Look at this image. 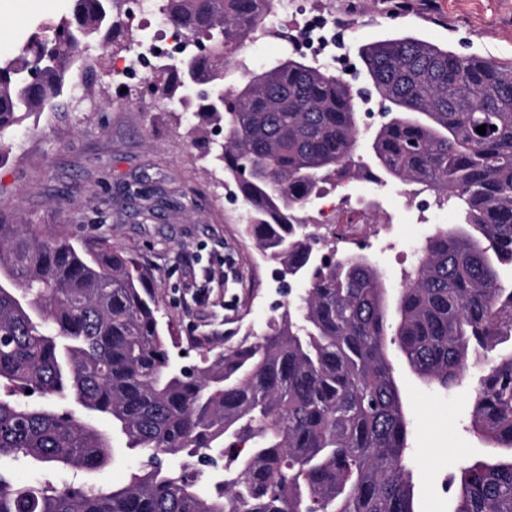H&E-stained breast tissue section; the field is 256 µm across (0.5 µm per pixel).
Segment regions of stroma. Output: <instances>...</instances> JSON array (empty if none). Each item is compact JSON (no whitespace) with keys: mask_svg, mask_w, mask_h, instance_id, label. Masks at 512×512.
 Instances as JSON below:
<instances>
[{"mask_svg":"<svg viewBox=\"0 0 512 512\" xmlns=\"http://www.w3.org/2000/svg\"><path fill=\"white\" fill-rule=\"evenodd\" d=\"M300 6L286 15L274 5L269 20L295 35L304 14L322 17L336 35V56L315 49L306 56L358 89L357 47L394 34L512 63V0H300ZM290 51V44L265 38L225 68V87L240 82L242 64L259 70ZM108 67L101 46L85 49L55 110L31 116L16 132L10 159L0 166V219L49 224L78 243L104 236L114 250L136 257L174 326L171 361L192 365L199 360L197 340L209 338L212 353H219L259 332L288 296L272 288L273 264L244 234L245 206L227 199L224 173L207 154L211 119L176 101L146 96L130 104ZM140 186L157 202L153 218L141 212ZM346 191L394 226L370 237L366 250L392 292L401 286L399 251L454 221L447 214L418 223L396 184L354 181ZM389 358L409 421L416 512H449L447 478L493 453L472 428V381L445 393L426 386L397 348Z\"/></svg>","mask_w":512,"mask_h":512,"instance_id":"35a3bbf8","label":"stroma"}]
</instances>
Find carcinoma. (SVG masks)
<instances>
[{
  "mask_svg": "<svg viewBox=\"0 0 512 512\" xmlns=\"http://www.w3.org/2000/svg\"><path fill=\"white\" fill-rule=\"evenodd\" d=\"M122 0H70L28 25L0 56V165L35 112L55 108L82 49L110 32ZM272 0H154L200 44L172 99L212 90L198 112L224 127L209 150L246 205V233L300 291L288 312L188 371L167 352L172 326L131 255L101 238L0 221V512H416L408 422L387 356L450 390L471 367L473 427L493 448L451 478L452 512H512V65L459 56L412 36L360 47L373 92L395 115L376 133L374 165L433 195L462 226L430 237L403 279L397 317L379 269L307 232L330 179L357 180L351 87L288 57L224 90V66L264 23ZM58 38L52 53L42 38ZM486 126L481 135L476 128ZM329 254L323 263L316 251ZM31 393H25V390ZM112 421L98 430L81 411ZM147 460L121 486L68 483L114 460V439ZM218 461L208 476L194 463ZM24 459L30 477L8 462Z\"/></svg>",
  "mask_w": 512,
  "mask_h": 512,
  "instance_id": "carcinoma-1",
  "label": "carcinoma"
}]
</instances>
